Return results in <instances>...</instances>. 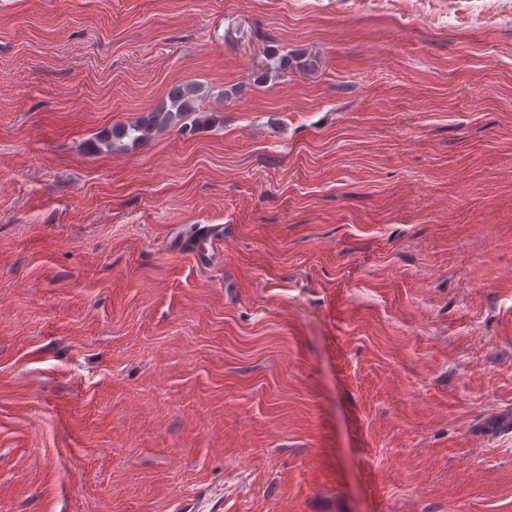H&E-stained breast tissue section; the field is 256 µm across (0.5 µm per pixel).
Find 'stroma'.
Masks as SVG:
<instances>
[{
	"instance_id": "35a3bbf8",
	"label": "stroma",
	"mask_w": 512,
	"mask_h": 512,
	"mask_svg": "<svg viewBox=\"0 0 512 512\" xmlns=\"http://www.w3.org/2000/svg\"><path fill=\"white\" fill-rule=\"evenodd\" d=\"M0 512H512V0H0ZM194 90L191 88L175 85L171 87L168 98L170 108L162 106L152 112L147 113L137 124L128 126H119L112 129V139L122 140L131 139L132 143L147 139L150 134L158 128L176 127L182 134L193 132V126L181 124V121L197 111L195 106Z\"/></svg>"
}]
</instances>
